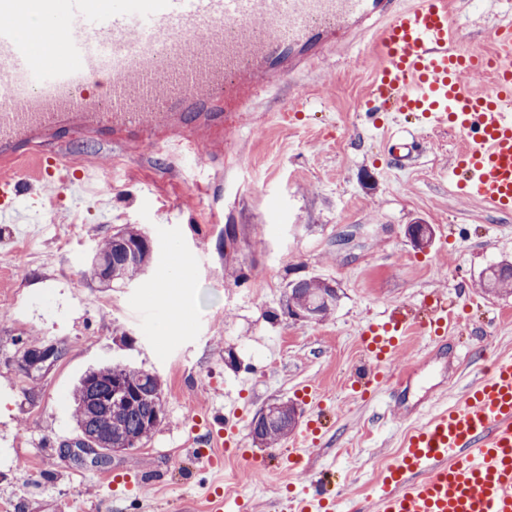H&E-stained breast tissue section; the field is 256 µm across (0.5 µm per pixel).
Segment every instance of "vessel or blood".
<instances>
[{
  "label": "vessel or blood",
  "mask_w": 512,
  "mask_h": 512,
  "mask_svg": "<svg viewBox=\"0 0 512 512\" xmlns=\"http://www.w3.org/2000/svg\"><path fill=\"white\" fill-rule=\"evenodd\" d=\"M0 223L31 226L21 199L63 184L78 189L94 170L60 162L66 138L124 149L144 140L168 158L223 143L239 113L273 80L297 75L335 49L364 45L378 62L363 112L419 113L462 145L451 175L470 200L512 209V23L486 55L456 36L458 0H0ZM36 15L43 39L87 31L61 61L47 62L21 24ZM491 73L482 93L469 76ZM448 311L426 317L394 309L360 332L370 356L351 374L354 391L398 400L410 373L384 366L411 334L448 351ZM238 410L224 403V434L194 437L212 467L237 443ZM325 484L304 486L293 512H337ZM350 512H512V359H498L464 402L421 420L382 475L368 507Z\"/></svg>",
  "instance_id": "vessel-or-blood-1"
}]
</instances>
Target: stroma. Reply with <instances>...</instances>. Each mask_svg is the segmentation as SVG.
Returning a JSON list of instances; mask_svg holds the SVG:
<instances>
[{"label": "stroma", "mask_w": 512, "mask_h": 512, "mask_svg": "<svg viewBox=\"0 0 512 512\" xmlns=\"http://www.w3.org/2000/svg\"><path fill=\"white\" fill-rule=\"evenodd\" d=\"M500 21L491 0H470L458 38L492 50ZM372 70L333 55L275 81L256 111L241 115L234 144L202 146L178 163L147 144L121 153L74 140L70 163L111 172V207L66 196L32 201L37 214L58 217L36 240L0 223V497H10V512H71L73 501L87 512H210L208 479L224 489L223 512H235L240 499L250 512H289L287 485L319 476L340 505L363 502L411 427L384 396L358 399L346 388L364 356L367 322L396 306L418 315L437 300L457 317L456 377L447 359L424 362L425 337L393 355L390 371H419L408 407L435 393L457 402L493 361L512 357V293L480 286L487 267L512 261V210L456 195L448 177L461 146L454 130L425 134L422 146L392 156L386 118L366 125L356 109ZM299 91L314 109L283 123ZM211 177L224 184L217 211L199 190ZM417 221L433 229L423 248L406 235ZM71 224L77 233L58 250L56 232ZM127 224L149 236L152 263L131 283L102 287L90 257ZM194 255L198 263L171 280L176 258ZM462 275L464 298L455 293ZM311 276L336 287L338 305L324 320L294 321L283 312L287 284ZM41 294L52 296V308L38 302ZM43 343L61 345L64 357L25 372L23 347ZM114 360L153 372L165 393L160 428L109 464L150 476L128 494L114 493L97 467L72 475L73 460L62 454L76 436L70 395L78 379ZM308 386L319 394L321 431L292 469L287 440L258 446L251 422L274 402L305 414ZM228 392L242 411L243 450L213 471L185 443L193 430L214 427L212 410Z\"/></svg>", "instance_id": "35a3bbf8"}]
</instances>
